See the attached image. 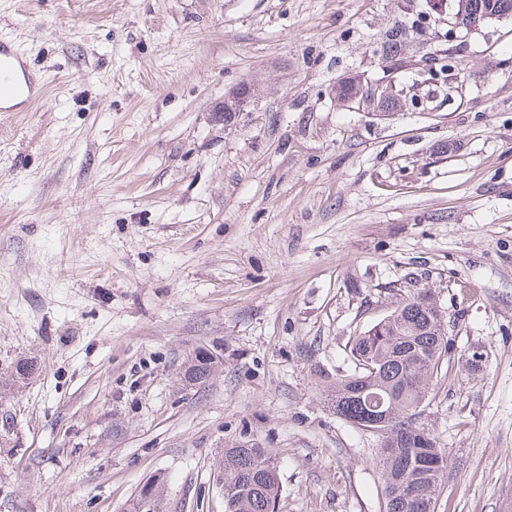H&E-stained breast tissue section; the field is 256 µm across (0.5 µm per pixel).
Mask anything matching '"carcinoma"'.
Returning a JSON list of instances; mask_svg holds the SVG:
<instances>
[{
    "mask_svg": "<svg viewBox=\"0 0 512 512\" xmlns=\"http://www.w3.org/2000/svg\"><path fill=\"white\" fill-rule=\"evenodd\" d=\"M405 28L395 25L382 42L383 55H401ZM426 289H409L389 315L350 338L354 370L336 377L331 404L336 414L358 426L368 399H385L390 425L382 436L379 464L384 476L385 512H436L448 476V449L428 429L417 425L441 363L451 351L447 314L432 304ZM212 365L195 356L184 378L206 382ZM224 488L234 492L225 512H275L279 474L264 448H226L219 460Z\"/></svg>",
    "mask_w": 512,
    "mask_h": 512,
    "instance_id": "carcinoma-1",
    "label": "carcinoma"
}]
</instances>
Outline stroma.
Returning <instances> with one entry per match:
<instances>
[{
    "mask_svg": "<svg viewBox=\"0 0 512 512\" xmlns=\"http://www.w3.org/2000/svg\"><path fill=\"white\" fill-rule=\"evenodd\" d=\"M397 24L413 98L339 104L338 80L386 77ZM0 36L45 84L0 112V512H128L155 477L163 512H224L218 459L241 445L275 457L276 512H384L380 438L328 393L409 282L451 322L418 416L450 453L437 512H512V16L0 0ZM435 56L453 100L418 80Z\"/></svg>",
    "mask_w": 512,
    "mask_h": 512,
    "instance_id": "1",
    "label": "stroma"
}]
</instances>
